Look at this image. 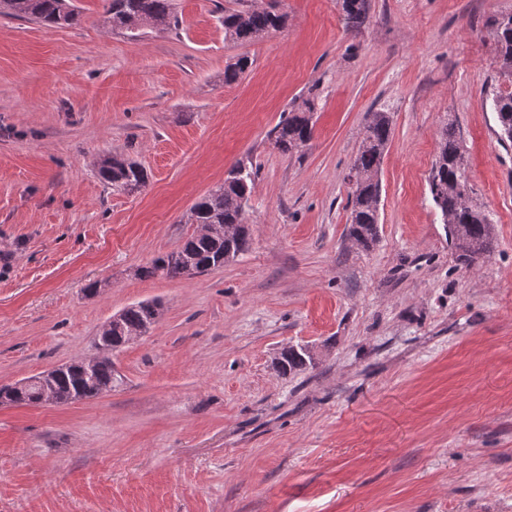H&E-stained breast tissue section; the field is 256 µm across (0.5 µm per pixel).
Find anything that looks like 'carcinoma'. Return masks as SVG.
<instances>
[{
	"mask_svg": "<svg viewBox=\"0 0 512 512\" xmlns=\"http://www.w3.org/2000/svg\"><path fill=\"white\" fill-rule=\"evenodd\" d=\"M347 26L359 28L366 20L369 0H340ZM35 21L47 27L77 26L82 11L74 0H0V15ZM104 15L111 26L130 31L141 27L165 29L173 18L171 0H104ZM288 15L269 6L224 14V40L249 42L283 30ZM495 38L499 58V79L504 89L492 99L501 135L512 142V13L501 14L488 21ZM249 67V59L241 57L224 68V83L237 81ZM315 103L305 99L292 109L274 131V146L283 153H293L308 146L313 137L312 115ZM392 135V121L386 112L372 113L361 132L357 155L350 166L347 179H356L355 191L349 192V236L359 246L369 248L379 239L380 213L374 206L380 195L376 179L385 148ZM97 175L112 188L132 194L141 191L148 182V173L138 163L123 155L110 154L97 163ZM255 171L239 162L224 178L191 207L190 224H220L241 226L233 237L192 234L179 247L154 258L150 265L137 270L141 279L158 275L170 278L206 272L224 266L248 251L250 231L245 222V206L251 196ZM429 191L435 207L440 211L448 233V243L458 252L461 263L472 266L486 259L494 248L495 230L488 214L477 205L466 206L456 191L459 183H469L460 140L448 124L441 128L435 160L429 177ZM163 314L161 303L141 301L119 311V319L100 331L105 352L85 374L82 363L59 366L46 382L53 386L61 405L75 399H92L112 390L114 370L112 352L127 343L128 333L143 326H154ZM310 351L302 346L283 350L279 367L285 374L294 373L312 364ZM13 404L37 406L41 404V380L29 377L5 386Z\"/></svg>",
	"mask_w": 512,
	"mask_h": 512,
	"instance_id": "1",
	"label": "carcinoma"
}]
</instances>
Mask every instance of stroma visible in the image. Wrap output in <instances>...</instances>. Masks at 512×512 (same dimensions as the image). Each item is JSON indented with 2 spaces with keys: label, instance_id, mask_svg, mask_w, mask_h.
Listing matches in <instances>:
<instances>
[{
  "label": "stroma",
  "instance_id": "35a3bbf8",
  "mask_svg": "<svg viewBox=\"0 0 512 512\" xmlns=\"http://www.w3.org/2000/svg\"><path fill=\"white\" fill-rule=\"evenodd\" d=\"M255 2L174 0L175 27L135 34L102 0H77L75 27L0 16V386L93 355L131 304L164 306L113 353L112 391L0 405V512H512V143L486 25L512 0H370L356 31L338 0H282L284 32L226 42L224 12ZM311 94L310 146L280 152L270 131ZM372 112L393 135L364 250L345 175ZM447 123L496 230L471 267L429 194ZM108 154L144 166L145 190L102 183ZM241 161L250 250L138 278ZM292 345L314 364L284 375Z\"/></svg>",
  "mask_w": 512,
  "mask_h": 512
}]
</instances>
